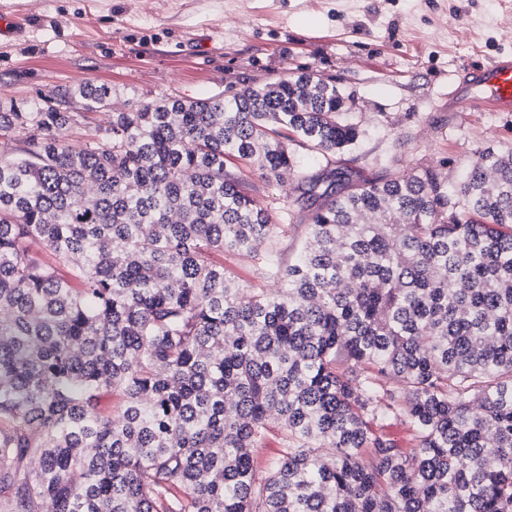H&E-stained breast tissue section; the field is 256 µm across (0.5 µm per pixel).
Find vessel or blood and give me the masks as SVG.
Returning <instances> with one entry per match:
<instances>
[{
    "label": "vessel or blood",
    "mask_w": 512,
    "mask_h": 512,
    "mask_svg": "<svg viewBox=\"0 0 512 512\" xmlns=\"http://www.w3.org/2000/svg\"><path fill=\"white\" fill-rule=\"evenodd\" d=\"M450 96L460 112H512V55L468 68Z\"/></svg>",
    "instance_id": "obj_1"
}]
</instances>
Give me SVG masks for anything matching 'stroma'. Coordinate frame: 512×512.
I'll return each instance as SVG.
<instances>
[{"label": "stroma", "mask_w": 512, "mask_h": 512, "mask_svg": "<svg viewBox=\"0 0 512 512\" xmlns=\"http://www.w3.org/2000/svg\"><path fill=\"white\" fill-rule=\"evenodd\" d=\"M27 13L0 39V109L78 87L112 88L114 109L170 95L228 98L248 87L315 73L341 91L359 130L338 167L376 180L422 165L445 185L478 151L512 153V112H458L448 90L461 69L512 53V0H0ZM245 190L285 230L294 257L309 224L296 179L254 170Z\"/></svg>", "instance_id": "stroma-1"}]
</instances>
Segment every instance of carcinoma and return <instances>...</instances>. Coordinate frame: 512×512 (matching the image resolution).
<instances>
[{"label": "carcinoma", "instance_id": "carcinoma-1", "mask_svg": "<svg viewBox=\"0 0 512 512\" xmlns=\"http://www.w3.org/2000/svg\"><path fill=\"white\" fill-rule=\"evenodd\" d=\"M111 98L0 111V512H512V154L451 191L430 169L352 186L328 165L357 127L306 71L138 102L72 148ZM233 160L319 202L294 262ZM112 120V110L100 111L88 115L85 123L69 132V144L76 149H80L90 140L96 130L105 128ZM212 259L218 264H224V268L241 281L251 282L257 288H272L271 284L257 278L256 274L260 262L257 257L245 253L218 252L213 254ZM285 447V435L278 429L271 430L264 438L261 445L254 450V456L257 461L264 464L265 462L276 458L281 449Z\"/></svg>", "mask_w": 512, "mask_h": 512}]
</instances>
